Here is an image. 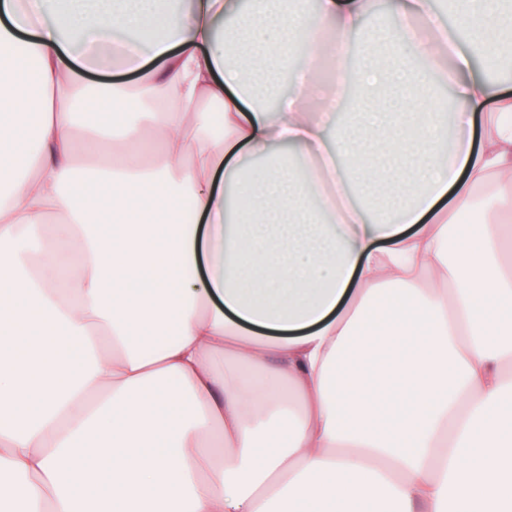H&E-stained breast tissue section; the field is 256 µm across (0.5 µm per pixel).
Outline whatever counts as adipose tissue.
I'll return each mask as SVG.
<instances>
[{
	"instance_id": "adipose-tissue-1",
	"label": "adipose tissue",
	"mask_w": 512,
	"mask_h": 512,
	"mask_svg": "<svg viewBox=\"0 0 512 512\" xmlns=\"http://www.w3.org/2000/svg\"><path fill=\"white\" fill-rule=\"evenodd\" d=\"M456 2L0 0V512H512V7ZM102 98L151 165L79 161Z\"/></svg>"
}]
</instances>
